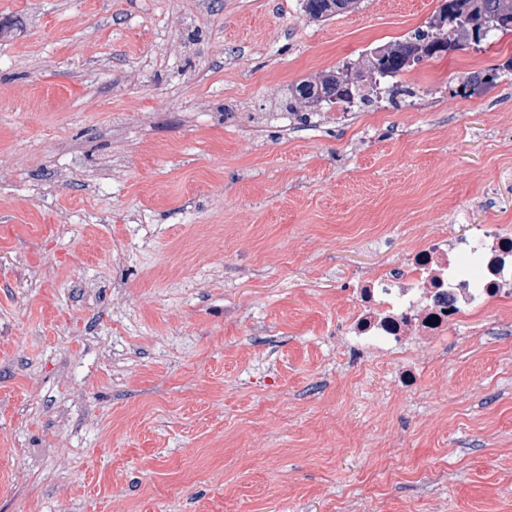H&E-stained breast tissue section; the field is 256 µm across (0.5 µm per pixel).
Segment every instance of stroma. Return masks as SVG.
<instances>
[{
  "mask_svg": "<svg viewBox=\"0 0 512 512\" xmlns=\"http://www.w3.org/2000/svg\"><path fill=\"white\" fill-rule=\"evenodd\" d=\"M439 0H0V512H512V303L354 355L349 290L512 232V32L345 124ZM92 282L94 295L81 285ZM358 2L359 0H305L304 12L309 19L324 22L354 8ZM353 67L350 64L343 65L342 68H337L327 72V74L318 78L315 81H302L298 83L292 91L291 97L288 100V112H299L298 115H303L307 122L320 115L318 112H302V104L308 100L315 99L316 101H322V103L333 102L330 99H321L320 91L329 95L335 92L336 86L343 79L344 73Z\"/></svg>",
  "mask_w": 512,
  "mask_h": 512,
  "instance_id": "stroma-1",
  "label": "stroma"
}]
</instances>
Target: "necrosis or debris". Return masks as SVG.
I'll return each mask as SVG.
<instances>
[{
	"instance_id": "1",
	"label": "necrosis or debris",
	"mask_w": 512,
	"mask_h": 512,
	"mask_svg": "<svg viewBox=\"0 0 512 512\" xmlns=\"http://www.w3.org/2000/svg\"><path fill=\"white\" fill-rule=\"evenodd\" d=\"M349 334L388 347L405 382L421 342L490 305L512 300V234L486 224L472 236L431 239L352 289Z\"/></svg>"
}]
</instances>
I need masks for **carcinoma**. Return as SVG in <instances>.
<instances>
[{
	"label": "carcinoma",
	"mask_w": 512,
	"mask_h": 512,
	"mask_svg": "<svg viewBox=\"0 0 512 512\" xmlns=\"http://www.w3.org/2000/svg\"><path fill=\"white\" fill-rule=\"evenodd\" d=\"M359 0H304V12L314 21L324 22L327 19L344 13ZM479 4V11L486 22V38L494 34L507 33L512 30V0H444L440 9L435 12L426 25L411 31L405 38L374 48L366 60L362 71L363 82L369 88H360L355 100L359 104L372 102L370 91L377 86V81L385 78H396L416 63L412 53L419 50L428 51L432 58L447 53L461 41L466 40L468 31L477 22L472 4ZM351 69L346 64L341 68L327 72L315 81H302L292 91L288 100V111H302V104L309 100H320L321 93L330 94L343 79L344 73ZM500 78L497 71L474 74L467 77L462 88L475 92L480 85L493 84Z\"/></svg>",
	"instance_id": "obj_1"
}]
</instances>
